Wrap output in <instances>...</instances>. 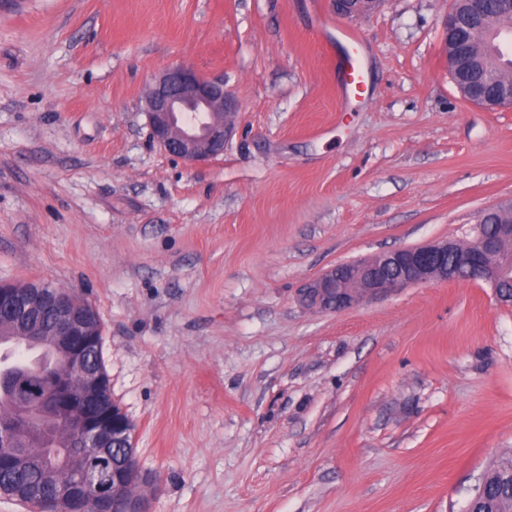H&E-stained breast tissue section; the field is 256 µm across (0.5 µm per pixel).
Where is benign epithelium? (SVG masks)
I'll use <instances>...</instances> for the list:
<instances>
[{
  "instance_id": "obj_1",
  "label": "benign epithelium",
  "mask_w": 512,
  "mask_h": 512,
  "mask_svg": "<svg viewBox=\"0 0 512 512\" xmlns=\"http://www.w3.org/2000/svg\"><path fill=\"white\" fill-rule=\"evenodd\" d=\"M379 2L337 0L336 10L356 19L369 14ZM471 2L477 12L486 16L492 12L512 14V0ZM144 102L151 135L166 153L188 163L204 162L224 153L234 111V101L224 91V81L206 79L189 67L169 69L149 85ZM497 247L498 239L486 237L478 223L469 246L443 241L396 249L349 263V278L344 275L343 266H333L309 280L299 290L298 301L310 310L336 312L355 307L367 297L407 285L453 281L461 272L472 270L495 289L512 272L506 261L487 270L485 258ZM42 293L41 285L24 290L0 282V313H9L31 299L42 308L52 304L56 323L49 346L65 362L64 369L51 375V391L47 394L31 391L25 381L15 385L16 404L9 416L0 419V468L23 466V447L37 437L50 440L63 431L71 443L99 460V465L64 475L65 461L41 460L48 475H60L52 482L55 502L64 505L66 512H88V502L100 499H109L114 505L137 504L136 512H151L154 481L140 473L135 462L119 470L106 464L110 448L124 441L129 425L88 403L102 384L100 373L89 359V343L98 336L99 327L72 297L63 295L52 303L38 299Z\"/></svg>"
}]
</instances>
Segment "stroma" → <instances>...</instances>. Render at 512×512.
Here are the masks:
<instances>
[{
    "instance_id": "obj_1",
    "label": "stroma",
    "mask_w": 512,
    "mask_h": 512,
    "mask_svg": "<svg viewBox=\"0 0 512 512\" xmlns=\"http://www.w3.org/2000/svg\"><path fill=\"white\" fill-rule=\"evenodd\" d=\"M454 0H0V280L96 312L152 512H466L512 451V306L432 281L343 312L329 267L471 239L512 198V109L466 100ZM361 37L340 94L323 24ZM192 66L237 104L222 155L153 140ZM336 10L341 13L342 16L356 19L364 17L373 11L380 0H335Z\"/></svg>"
}]
</instances>
